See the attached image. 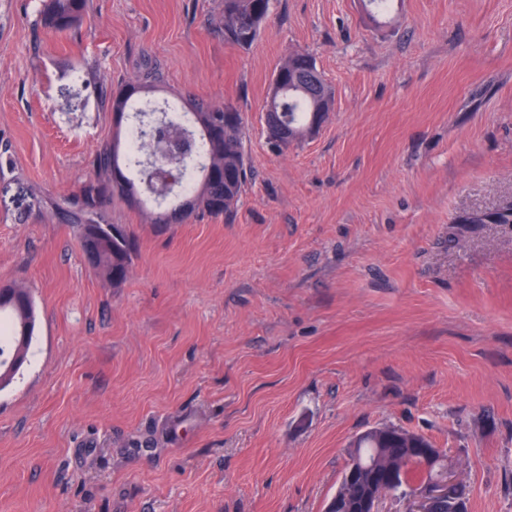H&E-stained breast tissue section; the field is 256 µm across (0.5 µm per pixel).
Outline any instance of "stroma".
I'll use <instances>...</instances> for the list:
<instances>
[{
    "mask_svg": "<svg viewBox=\"0 0 512 512\" xmlns=\"http://www.w3.org/2000/svg\"><path fill=\"white\" fill-rule=\"evenodd\" d=\"M42 6L0 0V284L39 315L0 389V512H323L385 425L445 450L469 512H512V0H271L247 51L219 0H89L63 34ZM295 49L334 100L278 152ZM150 63L242 113L251 175L230 224L112 200L137 243L115 287L50 202Z\"/></svg>",
    "mask_w": 512,
    "mask_h": 512,
    "instance_id": "35a3bbf8",
    "label": "stroma"
}]
</instances>
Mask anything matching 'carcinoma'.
<instances>
[{
  "label": "carcinoma",
  "mask_w": 512,
  "mask_h": 512,
  "mask_svg": "<svg viewBox=\"0 0 512 512\" xmlns=\"http://www.w3.org/2000/svg\"><path fill=\"white\" fill-rule=\"evenodd\" d=\"M270 0H220L216 20L217 32L224 43L240 50H248L258 40L269 13ZM88 0H45L39 15V24L56 33L74 29L87 12ZM286 76L281 108L269 113L268 121L285 133L279 139H267L279 151L306 137L312 130L314 115L329 112L330 93L316 65V59L303 50H294L283 63ZM165 75L157 65H147L132 80L105 94L112 112L123 115L127 110L136 117L161 114L164 120L158 134L174 138L185 154L197 153L199 164L194 166L196 177L189 190L191 197L176 193L169 197L167 211H176L183 205L190 213L224 217L225 223L234 220L249 178V157L245 147L244 118L236 107L225 109L208 99L189 94L188 111L183 118L169 113L175 106L156 107L150 102L135 99L162 90ZM93 176L80 188V194H69L52 203L65 224L81 229L86 224H104L110 228L99 241L100 249L90 266L102 277L121 284L132 265L136 245L126 227L111 222L104 203L114 197L124 199L139 209L152 224L161 220L160 205L154 195L145 198L136 195V186L149 182L154 168V156L135 155L130 140L115 136L102 144L91 160ZM38 313L27 289L20 286L0 287V386H8L15 372L7 368L4 357H16L24 362L35 337ZM429 439L400 427L382 426L369 429L355 440L350 453L357 475L348 476L344 468L335 496L341 512H369L374 500L373 476L391 468L398 469V484L393 492L405 488L422 476L440 477L448 469L446 460L432 465L428 458L415 452L414 445ZM433 512H468V493L465 485L457 483L448 488V496L438 501Z\"/></svg>",
  "instance_id": "1"
}]
</instances>
